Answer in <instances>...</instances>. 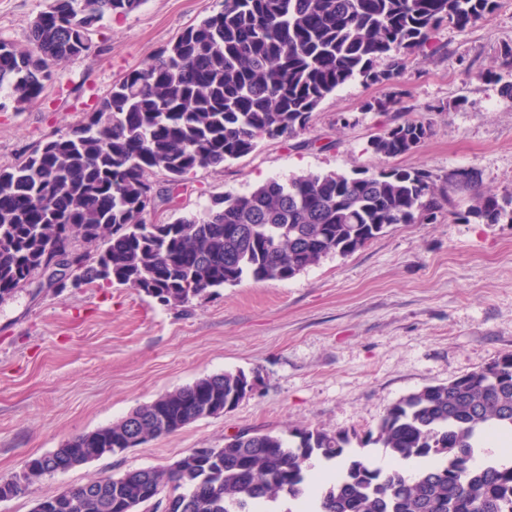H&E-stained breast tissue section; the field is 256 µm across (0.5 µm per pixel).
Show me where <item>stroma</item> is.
<instances>
[{
	"label": "stroma",
	"instance_id": "1",
	"mask_svg": "<svg viewBox=\"0 0 512 512\" xmlns=\"http://www.w3.org/2000/svg\"><path fill=\"white\" fill-rule=\"evenodd\" d=\"M48 2L0 0V40L27 44ZM221 7L222 0H143L105 17L92 49L59 66L36 100L21 108L0 100V166L78 123L114 82ZM431 43L434 55L415 57L393 84L356 80L328 95L303 147L265 140L226 168L192 172L161 220L272 178L386 167L368 147L385 117L366 104L393 91L404 92L408 117L431 124L425 145L397 166L439 176L473 169L498 197H512V103L497 81L470 77L496 69L501 48L512 45V0L468 27H440ZM508 352L512 222H465L451 211L432 224L389 227L294 279H246L178 307L118 284L32 285L0 300V477L199 378L241 370L258 380L232 412L46 477L30 496L0 502V512H30L34 499L163 466L239 432L319 427L363 438L393 402Z\"/></svg>",
	"mask_w": 512,
	"mask_h": 512
}]
</instances>
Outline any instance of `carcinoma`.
Listing matches in <instances>:
<instances>
[{
    "instance_id": "1",
    "label": "carcinoma",
    "mask_w": 512,
    "mask_h": 512,
    "mask_svg": "<svg viewBox=\"0 0 512 512\" xmlns=\"http://www.w3.org/2000/svg\"><path fill=\"white\" fill-rule=\"evenodd\" d=\"M143 0H49L22 46L0 41V90L21 107L40 96L55 68L92 47L105 16ZM498 0H223L143 68L112 85L96 110L0 167V299L40 275L46 249L98 244L74 287L117 283L165 306H181L244 278L286 281L329 256H347L394 224L437 219L466 191L457 218L512 223L507 207L463 169L440 180L425 170L315 173L270 179L171 223L147 220L148 179L166 177L169 199L198 168H222L262 140H294L326 96L360 78L393 82L443 25L460 28ZM386 57L382 72L374 63ZM431 126L393 122L369 141L385 159L414 153ZM250 392L242 371L168 391L122 419L78 435L0 477V500L19 481L113 456L233 410ZM512 443V353L389 405L364 443L424 461L410 476L353 460L321 492V512H512V465H473L476 432ZM290 439L239 433L205 453L192 449L158 468L127 471L34 500L31 512H259L281 493L300 508L314 457L341 458L346 432L297 428Z\"/></svg>"
}]
</instances>
